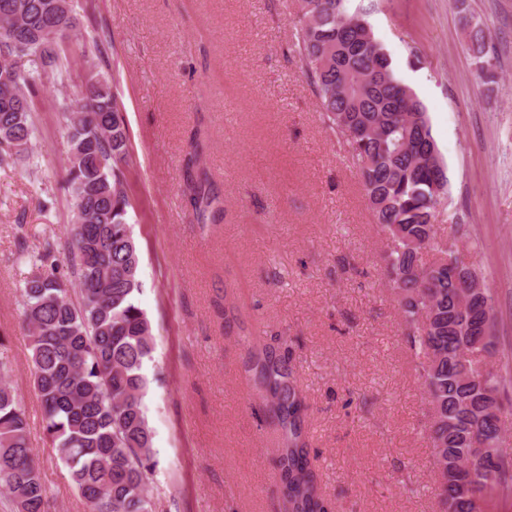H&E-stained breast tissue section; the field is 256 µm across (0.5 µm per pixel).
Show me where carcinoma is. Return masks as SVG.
<instances>
[{"mask_svg": "<svg viewBox=\"0 0 512 512\" xmlns=\"http://www.w3.org/2000/svg\"><path fill=\"white\" fill-rule=\"evenodd\" d=\"M64 0H0V163L28 157L41 72L66 56L51 38ZM295 52L329 128L345 139L367 207L388 242L384 274L401 310L430 404L435 491L444 512H480L483 496L512 481V448L502 416L512 414L495 355L494 296L448 247L438 216L448 192L426 107L397 77L368 17L353 0H291ZM477 70L495 63L483 30L468 33ZM90 107L66 113L65 189L75 210L68 273L45 268L56 243L34 257L22 288L31 335L34 388L45 436L89 512H153L148 473L156 465L143 406L144 363L154 350L150 320L137 304L140 257L128 224V129L101 72L92 71ZM187 164L184 194L205 224L223 216L206 172ZM257 389L283 431L275 460L279 512H331L309 464L305 404L285 361L262 352ZM0 362V494L14 512H48L28 419ZM471 465L459 487L450 472Z\"/></svg>", "mask_w": 512, "mask_h": 512, "instance_id": "1", "label": "carcinoma"}]
</instances>
